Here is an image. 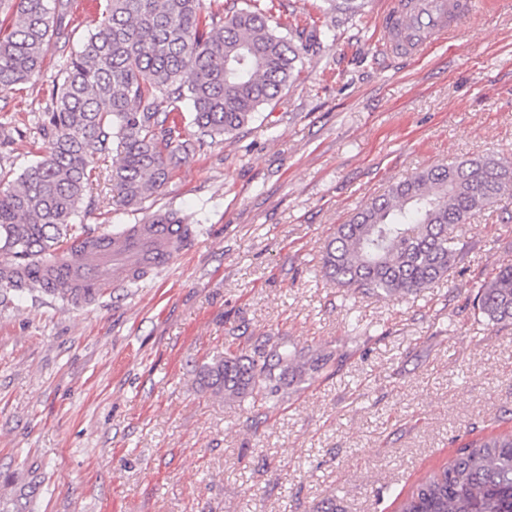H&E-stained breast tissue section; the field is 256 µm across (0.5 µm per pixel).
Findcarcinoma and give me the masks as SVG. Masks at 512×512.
Returning <instances> with one entry per match:
<instances>
[{"instance_id":"1","label":"carcinoma","mask_w":512,"mask_h":512,"mask_svg":"<svg viewBox=\"0 0 512 512\" xmlns=\"http://www.w3.org/2000/svg\"><path fill=\"white\" fill-rule=\"evenodd\" d=\"M217 0H96L101 20L66 57L40 114L46 146L15 179L0 174V288H44L15 277L36 269L70 234L97 181L96 158L115 152L112 202L135 211L205 139L228 136L281 97L300 73L307 36L270 25L260 0L215 11ZM73 0H0V92L41 71L53 46L69 44ZM198 137L182 134L185 120ZM512 197V161L486 156L435 164L372 198L327 241L322 270L338 288L384 297L421 292L450 276L466 244L454 233L475 213ZM474 313L512 326V263L480 280ZM328 361L282 341L224 353L199 372L216 397L260 393ZM400 512H512V434L471 443L421 481Z\"/></svg>"}]
</instances>
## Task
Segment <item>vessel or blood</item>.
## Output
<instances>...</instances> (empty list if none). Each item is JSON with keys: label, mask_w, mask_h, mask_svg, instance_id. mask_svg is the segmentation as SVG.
I'll return each instance as SVG.
<instances>
[{"label": "vessel or blood", "mask_w": 512, "mask_h": 512, "mask_svg": "<svg viewBox=\"0 0 512 512\" xmlns=\"http://www.w3.org/2000/svg\"><path fill=\"white\" fill-rule=\"evenodd\" d=\"M472 11V0H393L380 20V50L385 55L422 56L433 45L454 41ZM191 236L187 224H133L119 237L80 238L38 272L22 268L18 274L58 285L73 283L103 296L169 266Z\"/></svg>", "instance_id": "b4317fda"}]
</instances>
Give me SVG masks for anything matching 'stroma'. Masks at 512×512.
Listing matches in <instances>:
<instances>
[{
	"label": "stroma",
	"instance_id": "stroma-1",
	"mask_svg": "<svg viewBox=\"0 0 512 512\" xmlns=\"http://www.w3.org/2000/svg\"><path fill=\"white\" fill-rule=\"evenodd\" d=\"M389 0H281L280 32L328 27L282 98L174 169L140 210L99 180L77 236L177 211L195 234L171 266L92 303L0 302V512H399L472 441L512 432V327L475 319L481 274L512 261V199L459 230L462 274L383 298L338 290L321 255L390 185L448 158H512V0H475L452 46L378 50ZM62 65L0 93L21 173ZM333 353L268 408L200 386L254 343Z\"/></svg>",
	"mask_w": 512,
	"mask_h": 512
}]
</instances>
